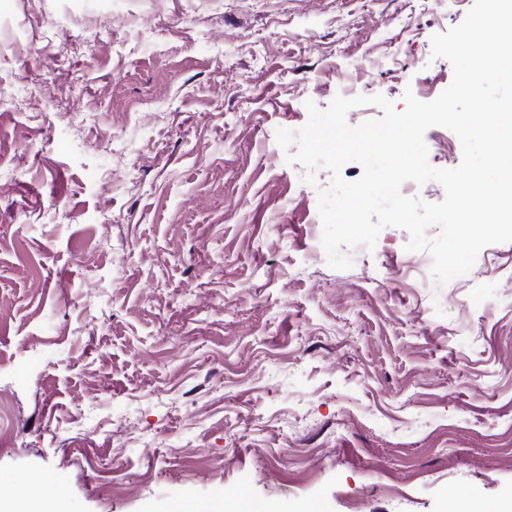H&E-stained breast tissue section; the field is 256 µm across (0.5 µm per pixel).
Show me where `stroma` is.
<instances>
[{"label": "stroma", "mask_w": 512, "mask_h": 512, "mask_svg": "<svg viewBox=\"0 0 512 512\" xmlns=\"http://www.w3.org/2000/svg\"><path fill=\"white\" fill-rule=\"evenodd\" d=\"M473 4L0 0V475L71 512L511 500L512 242L441 287L397 227L331 268L330 174L276 142L349 86L437 98ZM180 512H268L270 505L263 502L248 503L237 497H214L206 501L185 500L177 506Z\"/></svg>", "instance_id": "1"}]
</instances>
